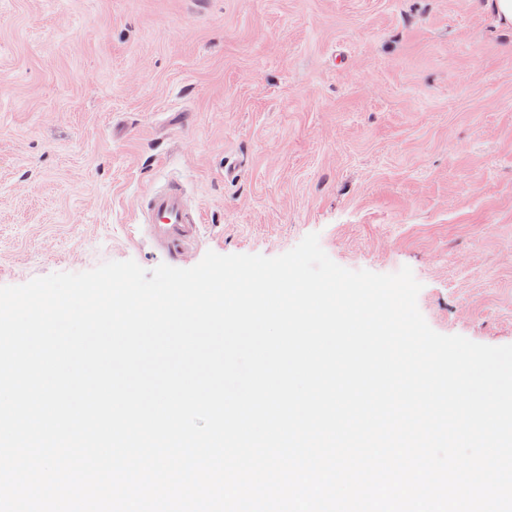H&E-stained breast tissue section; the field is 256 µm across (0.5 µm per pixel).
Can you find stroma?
<instances>
[{"mask_svg":"<svg viewBox=\"0 0 512 512\" xmlns=\"http://www.w3.org/2000/svg\"><path fill=\"white\" fill-rule=\"evenodd\" d=\"M169 178L204 216L181 257L137 223ZM311 233L344 268L410 267L434 331L512 344V27L489 0H0V286Z\"/></svg>","mask_w":512,"mask_h":512,"instance_id":"1","label":"stroma"}]
</instances>
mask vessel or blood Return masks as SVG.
Wrapping results in <instances>:
<instances>
[{"label": "vessel or blood", "instance_id": "1", "mask_svg": "<svg viewBox=\"0 0 512 512\" xmlns=\"http://www.w3.org/2000/svg\"><path fill=\"white\" fill-rule=\"evenodd\" d=\"M141 221L151 240L173 254L195 243L203 224L201 212L191 207L184 188L175 180L147 191Z\"/></svg>", "mask_w": 512, "mask_h": 512}]
</instances>
